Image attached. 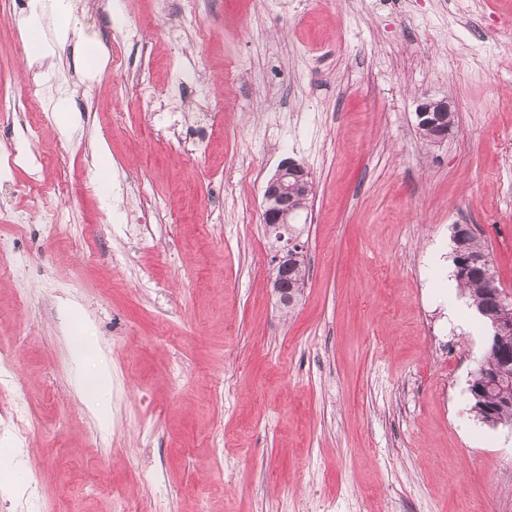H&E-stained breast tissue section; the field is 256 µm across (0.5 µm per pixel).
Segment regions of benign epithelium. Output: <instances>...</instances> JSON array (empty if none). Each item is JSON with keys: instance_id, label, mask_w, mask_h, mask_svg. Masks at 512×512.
<instances>
[{"instance_id": "benign-epithelium-1", "label": "benign epithelium", "mask_w": 512, "mask_h": 512, "mask_svg": "<svg viewBox=\"0 0 512 512\" xmlns=\"http://www.w3.org/2000/svg\"><path fill=\"white\" fill-rule=\"evenodd\" d=\"M451 104L448 97H425L416 108L418 125L432 130V144L447 141L451 134L448 113ZM314 189L311 173L290 158L283 160L276 173L267 181L263 192V221L267 236L275 237L271 248L268 281L275 296L282 297L288 305L294 297L280 288L281 277L288 266L305 251L301 237L291 231L290 225L299 223L296 200L308 199ZM484 318L492 325L493 332L503 335L512 329V296L498 295L496 307L484 308Z\"/></svg>"}]
</instances>
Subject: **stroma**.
Segmentation results:
<instances>
[{"label":"stroma","mask_w":512,"mask_h":512,"mask_svg":"<svg viewBox=\"0 0 512 512\" xmlns=\"http://www.w3.org/2000/svg\"><path fill=\"white\" fill-rule=\"evenodd\" d=\"M33 5L0 23V102L23 92ZM64 6L67 33L42 16L54 96L21 107L39 138L0 111V267L21 272L0 351L26 410L0 400V512H512V428L468 392L486 333L446 286L469 224L512 290V0H198L182 23L176 0ZM126 22L144 39L116 71ZM138 74L154 105L120 93ZM444 95L457 130L429 145L416 107ZM179 119L205 150L172 144ZM287 157L315 189L284 311L262 190ZM141 215L146 245L124 234Z\"/></svg>","instance_id":"obj_1"}]
</instances>
